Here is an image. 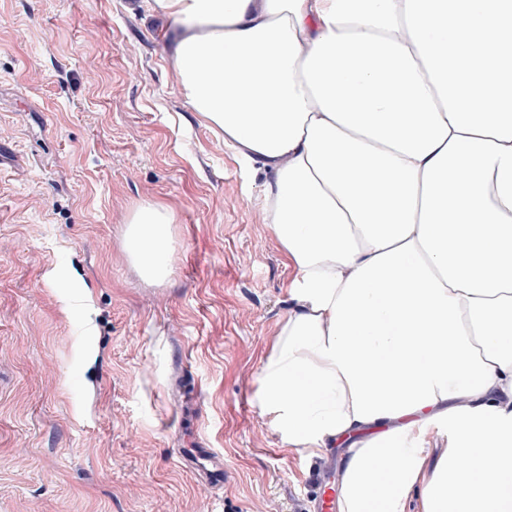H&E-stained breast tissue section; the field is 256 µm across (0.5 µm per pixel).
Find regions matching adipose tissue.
<instances>
[{"label": "adipose tissue", "mask_w": 512, "mask_h": 512, "mask_svg": "<svg viewBox=\"0 0 512 512\" xmlns=\"http://www.w3.org/2000/svg\"><path fill=\"white\" fill-rule=\"evenodd\" d=\"M298 276L254 404L340 512H512V0H156ZM164 208L126 249L162 280ZM450 448L428 463L422 433Z\"/></svg>", "instance_id": "obj_1"}]
</instances>
